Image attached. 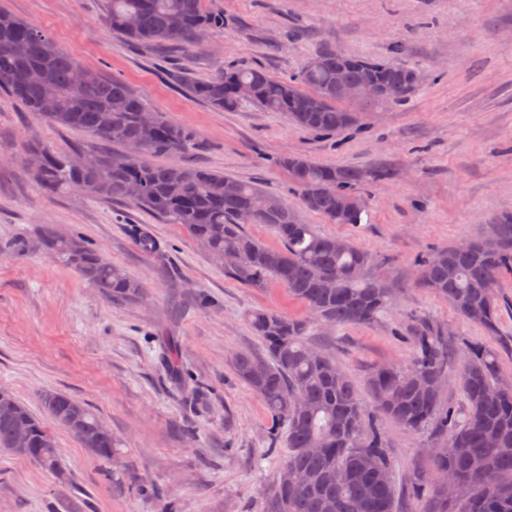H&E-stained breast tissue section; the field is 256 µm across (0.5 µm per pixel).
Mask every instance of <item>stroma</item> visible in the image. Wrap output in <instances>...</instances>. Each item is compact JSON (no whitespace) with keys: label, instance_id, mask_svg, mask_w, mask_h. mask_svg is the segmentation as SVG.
Returning a JSON list of instances; mask_svg holds the SVG:
<instances>
[{"label":"stroma","instance_id":"1","mask_svg":"<svg viewBox=\"0 0 512 512\" xmlns=\"http://www.w3.org/2000/svg\"><path fill=\"white\" fill-rule=\"evenodd\" d=\"M222 28L197 45L133 46L105 25L97 0H0V9L47 33L83 68L121 78L170 122L190 130L193 152L158 157L255 183L287 202L302 223L353 240L381 258L377 273L396 298L372 326H312L309 343L364 388L368 372L412 357L413 316L490 342L512 371V308L498 339L463 321L447 300L418 286V262L434 249L482 237L512 211V0H210ZM418 71L404 103L359 110L329 134L294 126L243 103L232 112L185 87L227 66L296 75L323 48ZM66 152L120 147L49 124L0 94V389L38 419L41 397L83 403L119 446L101 462L66 427L51 424L66 480L0 450V512H263L262 491L286 446H269L270 418L232 362L265 353L247 319L266 309L308 312L285 288H250L224 273L183 225L118 200L78 192L44 196L26 157L33 143ZM299 154L338 167H383L365 187L359 224H330L305 210L277 160ZM78 234L143 283V297L115 303L38 245L45 229ZM157 242L141 251L138 231ZM27 247L13 248L17 239ZM176 352L179 377L160 360ZM199 399L189 396L193 388ZM394 465L397 512H421L414 473L430 471V433L383 421Z\"/></svg>","mask_w":512,"mask_h":512}]
</instances>
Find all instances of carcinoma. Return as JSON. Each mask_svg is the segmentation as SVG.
Instances as JSON below:
<instances>
[{
  "label": "carcinoma",
  "instance_id": "carcinoma-1",
  "mask_svg": "<svg viewBox=\"0 0 512 512\" xmlns=\"http://www.w3.org/2000/svg\"><path fill=\"white\" fill-rule=\"evenodd\" d=\"M102 19L130 43H177L192 46L209 30L224 26V14L206 0H102ZM413 69L340 54L318 52L297 76L279 78L258 67L226 68L192 84L195 96L224 111L240 100L233 89H254L251 103L268 112H282L301 128L329 133L351 125L355 113L336 100L333 87L341 81L359 90L356 102L365 106L398 105L413 89ZM395 87L389 98L365 91L369 85ZM0 91L52 124L83 131L122 147L145 145L148 155L182 153L194 138L162 116L143 121L147 102L124 81L80 69L43 31L0 10ZM52 103V112L44 105ZM45 155L34 179L49 195L73 190L92 199H121L136 208L183 225L208 253L233 251L238 263L225 273L253 288L274 280L310 312L312 322L336 326H370L389 308L395 289L371 273L373 255L353 242L318 232L303 224L287 204L259 212L254 200L264 194L253 183L194 166L154 164L147 159L99 155V164L77 169L72 160L83 153H59L36 144ZM287 169L305 209L332 224H358L362 212L349 208L351 197L368 182L388 172L380 167H336L302 155L279 160ZM224 185L216 194L212 186ZM247 224L270 228L278 246H268L245 230ZM41 248L63 261L102 294L114 301L137 298L141 283L106 262L83 238L67 241L48 229ZM418 284L447 300L461 319L498 334L503 297L500 279L512 273V214L494 219L493 239L480 237L434 250L419 261ZM249 324L262 338L267 358L240 354L237 376L269 412L274 430H287L288 454L279 475L264 494V512H396L393 463L378 421L386 418L418 432L432 426L443 439L430 455L431 473L454 471L474 488L473 495L450 501L439 487L413 476V492L425 498L422 512H512V383L503 379L498 356L475 347L425 318L415 321L413 356L406 364H381L366 377L372 399L367 407L350 378L306 336L311 322L277 312L254 311ZM466 351L459 384L466 408L459 415L442 405L436 379L448 374V358ZM15 414H0V448L9 449L20 420L29 423L27 451L13 454L48 471L60 468L50 429L15 397ZM49 416L69 429L104 461L116 448L112 432L89 409L78 426L69 421L74 400L50 392L43 396ZM351 470L349 479L341 473Z\"/></svg>",
  "mask_w": 512,
  "mask_h": 512
}]
</instances>
